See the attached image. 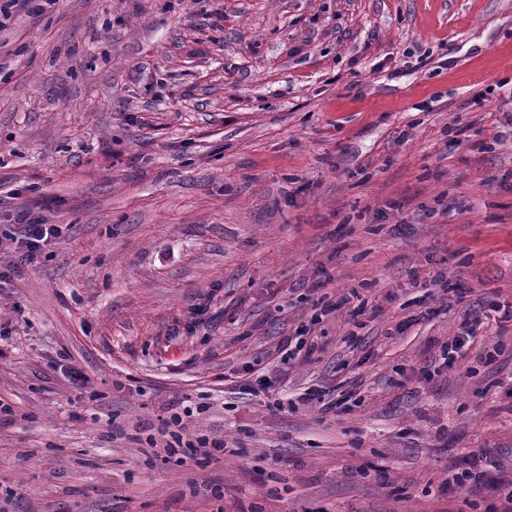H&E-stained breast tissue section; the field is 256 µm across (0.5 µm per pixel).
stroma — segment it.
Listing matches in <instances>:
<instances>
[{
  "label": "stroma",
  "instance_id": "stroma-1",
  "mask_svg": "<svg viewBox=\"0 0 512 512\" xmlns=\"http://www.w3.org/2000/svg\"><path fill=\"white\" fill-rule=\"evenodd\" d=\"M21 210L60 233L0 283V512H488L449 467L512 477V0H28ZM177 407L223 452H165ZM471 342L472 336L465 331L448 339V345L443 346L440 354V359L443 360L442 365H452L455 360L469 348ZM492 454L490 448H472L468 451L469 468L462 471H451L448 474L452 481L459 486H464L468 481L484 476V465Z\"/></svg>",
  "mask_w": 512,
  "mask_h": 512
}]
</instances>
